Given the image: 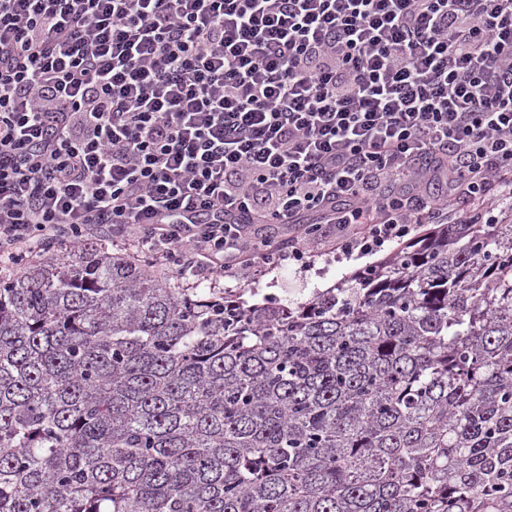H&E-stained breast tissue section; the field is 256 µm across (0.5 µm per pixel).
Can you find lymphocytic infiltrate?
<instances>
[{
  "instance_id": "lymphocytic-infiltrate-1",
  "label": "lymphocytic infiltrate",
  "mask_w": 512,
  "mask_h": 512,
  "mask_svg": "<svg viewBox=\"0 0 512 512\" xmlns=\"http://www.w3.org/2000/svg\"><path fill=\"white\" fill-rule=\"evenodd\" d=\"M509 192L512 0H0V264L104 227L216 282Z\"/></svg>"
}]
</instances>
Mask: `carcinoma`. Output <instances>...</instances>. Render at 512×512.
<instances>
[{
    "label": "carcinoma",
    "instance_id": "cac0c4a2",
    "mask_svg": "<svg viewBox=\"0 0 512 512\" xmlns=\"http://www.w3.org/2000/svg\"><path fill=\"white\" fill-rule=\"evenodd\" d=\"M0 512H512V208L289 303L46 247L0 278Z\"/></svg>",
    "mask_w": 512,
    "mask_h": 512
}]
</instances>
